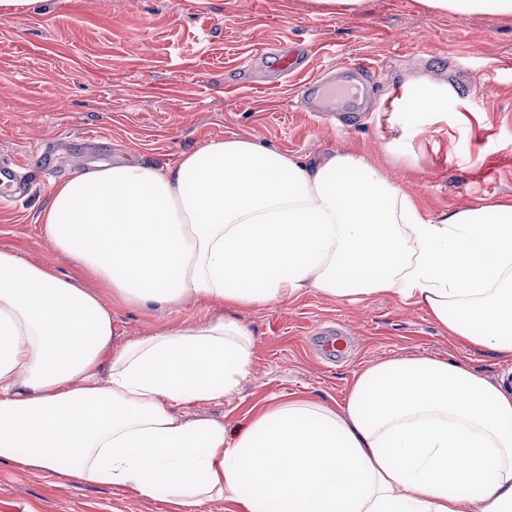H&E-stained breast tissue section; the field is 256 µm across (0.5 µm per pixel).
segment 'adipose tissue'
Returning a JSON list of instances; mask_svg holds the SVG:
<instances>
[{"instance_id":"ef3b65f1","label":"adipose tissue","mask_w":512,"mask_h":512,"mask_svg":"<svg viewBox=\"0 0 512 512\" xmlns=\"http://www.w3.org/2000/svg\"><path fill=\"white\" fill-rule=\"evenodd\" d=\"M455 97L415 80L391 106L430 123ZM40 220L131 306L390 292L512 356V200L432 217L355 153L310 163L212 140L167 169L118 164L55 184ZM114 336L100 295L0 248V458L181 506L226 498L236 512H512V391L455 361H383L356 373L343 405L299 396L230 431L177 407L223 399L249 374L237 319Z\"/></svg>"}]
</instances>
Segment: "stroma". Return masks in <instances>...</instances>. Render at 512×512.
Masks as SVG:
<instances>
[{"label":"stroma","instance_id":"stroma-1","mask_svg":"<svg viewBox=\"0 0 512 512\" xmlns=\"http://www.w3.org/2000/svg\"><path fill=\"white\" fill-rule=\"evenodd\" d=\"M308 41L314 50L301 69L267 68L265 45ZM340 61L375 69L366 117L341 135L297 97L322 66ZM419 78L449 84L458 102L412 138L410 112L388 110L400 86ZM230 137L306 160L338 149L364 155L431 216L512 199V15L431 12L420 0H369L362 13L328 16L309 0H42L22 17L0 18V161L24 165L32 183L24 198L0 203V248L99 290L41 231L53 184L125 161L173 166L183 153ZM406 154L416 166L403 164ZM110 306L124 343L224 313L194 297L156 310ZM235 315L253 338L248 376L223 401L186 408L230 430L294 394L343 404L355 373L393 358H451L512 386V358L448 335L425 309L393 294L356 304L309 289ZM336 327L347 331L348 350L326 363L311 339ZM234 508L221 499L187 509L0 460V512Z\"/></svg>","mask_w":512,"mask_h":512}]
</instances>
